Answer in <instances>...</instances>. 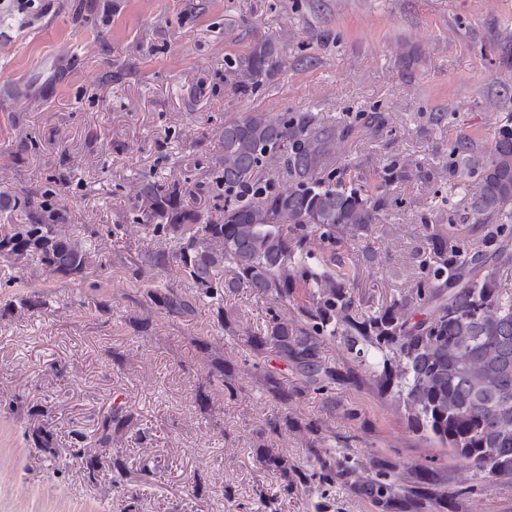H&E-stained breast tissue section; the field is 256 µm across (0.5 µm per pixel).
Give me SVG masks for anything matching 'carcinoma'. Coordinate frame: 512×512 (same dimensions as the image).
Returning a JSON list of instances; mask_svg holds the SVG:
<instances>
[{
  "label": "carcinoma",
  "mask_w": 512,
  "mask_h": 512,
  "mask_svg": "<svg viewBox=\"0 0 512 512\" xmlns=\"http://www.w3.org/2000/svg\"><path fill=\"white\" fill-rule=\"evenodd\" d=\"M275 66L270 43L255 47L237 62L235 89H253ZM352 134L351 125L310 112H252L224 121L215 181L161 185L143 177L134 228L161 244L134 262L142 298L179 319L208 308L220 328L242 330L246 349L276 357L321 394L336 383V371L323 367V349L343 336L347 354L366 355L367 372L391 403L448 451L462 476L512 479V289L500 282L512 268V115L492 141L462 136L453 145L448 177L462 208L446 225H427L423 279L362 321L351 315L354 288L362 259L372 255L345 239H362L382 222L398 183L430 174L396 160L379 173H348L336 166V153ZM473 177L479 189L470 195ZM49 195L0 192V266L33 264L97 287L88 281L97 240L112 228L67 231ZM208 195L209 208L186 201ZM17 210L26 215L21 224L9 219ZM456 224L475 225L463 246L449 232ZM243 289L266 303L263 326L251 329L224 309V297ZM17 304L34 312L47 299L41 291L16 292L5 309ZM137 423L128 406L98 417L92 436H75L107 448L112 434ZM261 464L290 478L279 448L264 449Z\"/></svg>",
  "instance_id": "1"
}]
</instances>
